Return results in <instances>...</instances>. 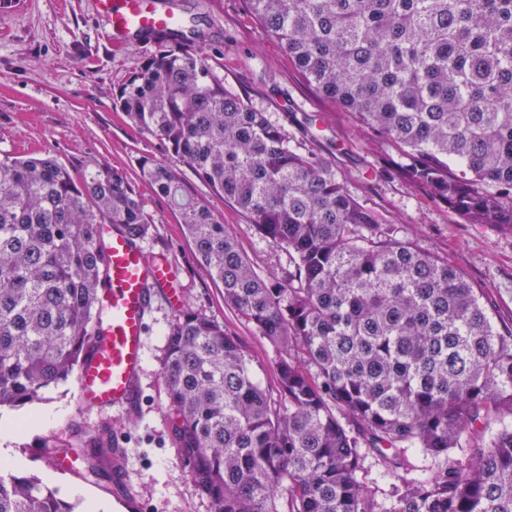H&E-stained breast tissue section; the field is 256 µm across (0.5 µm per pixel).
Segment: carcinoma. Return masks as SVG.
Instances as JSON below:
<instances>
[{
  "instance_id": "cac0c4a2",
  "label": "carcinoma",
  "mask_w": 512,
  "mask_h": 512,
  "mask_svg": "<svg viewBox=\"0 0 512 512\" xmlns=\"http://www.w3.org/2000/svg\"><path fill=\"white\" fill-rule=\"evenodd\" d=\"M301 78L413 162L471 224L512 230V0H245ZM174 28L117 104L168 150L144 178L178 211L224 303L281 353L276 391L238 338L188 307L167 332L169 430L210 512H512V328L447 260L384 227L322 154L217 79ZM237 206L292 269L272 283L182 168ZM150 222L105 163L0 157V407L76 380L105 288L100 225ZM80 475L112 479L101 436ZM371 458L389 491L366 482ZM0 512H76L27 473Z\"/></svg>"
}]
</instances>
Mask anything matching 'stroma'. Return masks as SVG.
I'll use <instances>...</instances> for the list:
<instances>
[{"instance_id":"stroma-1","label":"stroma","mask_w":512,"mask_h":512,"mask_svg":"<svg viewBox=\"0 0 512 512\" xmlns=\"http://www.w3.org/2000/svg\"><path fill=\"white\" fill-rule=\"evenodd\" d=\"M180 14L185 31L202 33L196 47L208 56L225 88L250 99L294 137L300 134L297 118L311 116L314 148L335 165L351 194L380 223L395 228L398 238L448 260L481 289L495 322L512 324V231L468 223L446 202L408 183L401 175L408 162L401 149L368 134L340 105L302 81L292 58L253 20L244 0H209L203 9L196 0H180ZM105 29L93 0H10L0 6V155H50L74 171L93 160L108 163L140 199L151 223L141 245L150 258L175 268L185 306L237 336L251 356L256 379L275 386V347L225 305L223 288L201 268L177 211L142 176L141 160L165 161V147L114 106L127 79L160 46L140 38L117 50ZM182 181L188 195L207 203L221 218L260 276L273 282L284 278L289 268L285 250L263 239L244 213L216 196L191 169H183ZM172 317L165 298H157L141 375L144 401L134 421L109 410L83 408L72 384L49 388L35 404L1 408V417L50 416L11 442L18 471L37 475L63 497L77 489L81 512L92 501L111 506L110 481L92 483L59 474L49 468L45 452L73 444L76 425L108 439L119 433L144 512H210L169 433L162 359Z\"/></svg>"}]
</instances>
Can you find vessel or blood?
I'll list each match as a JSON object with an SVG mask.
<instances>
[{
	"mask_svg": "<svg viewBox=\"0 0 512 512\" xmlns=\"http://www.w3.org/2000/svg\"><path fill=\"white\" fill-rule=\"evenodd\" d=\"M98 12L109 24L113 47L123 48L138 33L174 28L173 10L160 0H95ZM106 281L104 315L98 327L97 350L79 369L77 388L81 400L98 409L133 415L142 401L138 380L143 368L148 335V316L155 289H164L170 306L182 301L175 286L177 275L167 264L151 261L125 233L103 230ZM112 484L128 512H137L139 502L125 469L114 470Z\"/></svg>",
	"mask_w": 512,
	"mask_h": 512,
	"instance_id": "b4317fda",
	"label": "vessel or blood"
}]
</instances>
